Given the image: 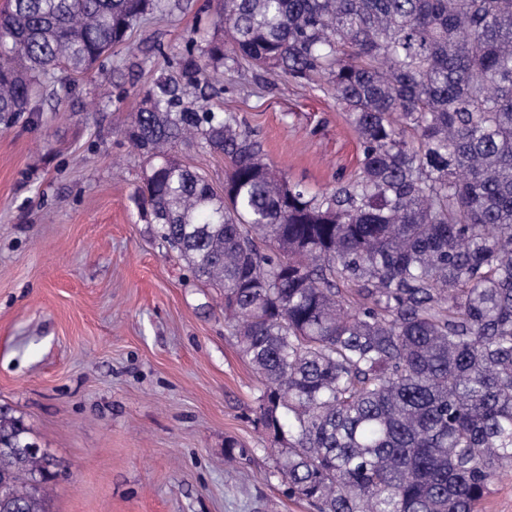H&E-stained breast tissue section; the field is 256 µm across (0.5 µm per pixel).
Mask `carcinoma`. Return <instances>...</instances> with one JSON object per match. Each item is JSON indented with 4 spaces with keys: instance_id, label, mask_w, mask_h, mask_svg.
<instances>
[{
    "instance_id": "obj_1",
    "label": "carcinoma",
    "mask_w": 512,
    "mask_h": 512,
    "mask_svg": "<svg viewBox=\"0 0 512 512\" xmlns=\"http://www.w3.org/2000/svg\"><path fill=\"white\" fill-rule=\"evenodd\" d=\"M167 0H8L0 115L87 73ZM225 40L143 91L124 134L149 159L138 204L259 376L258 421L288 497L316 512H474L512 472V0H220ZM327 91L354 174H276L224 72ZM221 153L218 193L175 155ZM0 409V512H45L46 465Z\"/></svg>"
}]
</instances>
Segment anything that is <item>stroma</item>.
Instances as JSON below:
<instances>
[{"label":"stroma","instance_id":"obj_1","mask_svg":"<svg viewBox=\"0 0 512 512\" xmlns=\"http://www.w3.org/2000/svg\"><path fill=\"white\" fill-rule=\"evenodd\" d=\"M218 0L143 22L105 66L0 120V407L54 455L48 512H313L273 472L263 386L194 279L141 219L146 158L124 136L142 89L215 38ZM268 162L319 190L356 163L334 98L288 80L224 93ZM240 446L225 461L224 445Z\"/></svg>","mask_w":512,"mask_h":512}]
</instances>
